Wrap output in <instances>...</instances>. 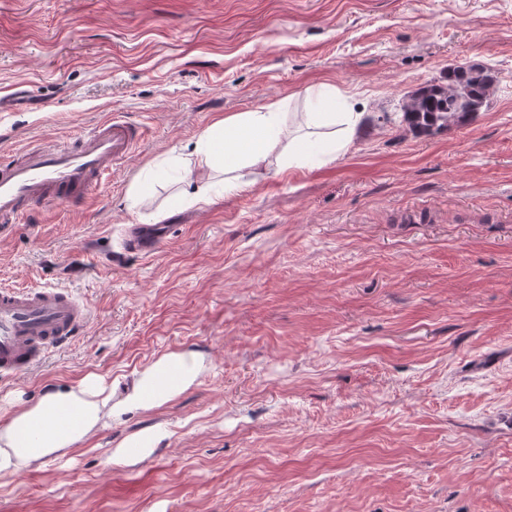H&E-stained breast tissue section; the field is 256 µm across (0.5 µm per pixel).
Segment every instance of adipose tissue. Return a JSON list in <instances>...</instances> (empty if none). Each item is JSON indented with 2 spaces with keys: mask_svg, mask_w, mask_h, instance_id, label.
Instances as JSON below:
<instances>
[{
  "mask_svg": "<svg viewBox=\"0 0 512 512\" xmlns=\"http://www.w3.org/2000/svg\"><path fill=\"white\" fill-rule=\"evenodd\" d=\"M306 105L294 130L288 126L281 101L213 122L178 166L176 205L213 203L270 169L281 173L324 166L346 152L367 128V113L353 111L332 85L308 89ZM217 172L222 180H214ZM199 366L200 358L192 351L163 355L141 372L118 401L96 374L74 384L46 387L34 403L0 422V476L67 455L103 418L117 419L174 400L195 382Z\"/></svg>",
  "mask_w": 512,
  "mask_h": 512,
  "instance_id": "1",
  "label": "adipose tissue"
}]
</instances>
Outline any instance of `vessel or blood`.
<instances>
[{"instance_id":"vessel-or-blood-1","label":"vessel or blood","mask_w":512,"mask_h":512,"mask_svg":"<svg viewBox=\"0 0 512 512\" xmlns=\"http://www.w3.org/2000/svg\"><path fill=\"white\" fill-rule=\"evenodd\" d=\"M137 143V127L115 114L73 143L23 150L0 163V239L13 235L19 221L40 206L84 199ZM89 319L88 304L67 290L1 288L0 375L34 370L48 350L78 336Z\"/></svg>"}]
</instances>
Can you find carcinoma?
<instances>
[{"mask_svg": "<svg viewBox=\"0 0 512 512\" xmlns=\"http://www.w3.org/2000/svg\"><path fill=\"white\" fill-rule=\"evenodd\" d=\"M493 83L489 71L479 66L450 70L406 97L401 106L404 122L423 136L464 124L487 104Z\"/></svg>", "mask_w": 512, "mask_h": 512, "instance_id": "carcinoma-1", "label": "carcinoma"}]
</instances>
